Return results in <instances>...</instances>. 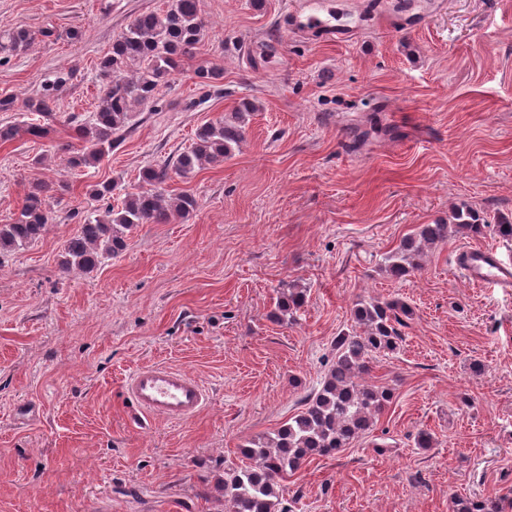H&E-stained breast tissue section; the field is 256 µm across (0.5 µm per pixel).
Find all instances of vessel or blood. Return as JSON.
I'll use <instances>...</instances> for the list:
<instances>
[{
    "label": "vessel or blood",
    "instance_id": "vessel-or-blood-1",
    "mask_svg": "<svg viewBox=\"0 0 512 512\" xmlns=\"http://www.w3.org/2000/svg\"><path fill=\"white\" fill-rule=\"evenodd\" d=\"M339 0H289L288 13L302 33L315 32L328 41H342L346 32L332 19ZM461 273L488 288H512V265L497 249L468 247L457 256ZM124 390L136 408L152 418L179 421L194 416L208 403L207 392L194 376L165 365H145L125 381Z\"/></svg>",
    "mask_w": 512,
    "mask_h": 512
}]
</instances>
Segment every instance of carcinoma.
I'll list each match as a JSON object with an SVG mask.
<instances>
[{
  "instance_id": "1",
  "label": "carcinoma",
  "mask_w": 512,
  "mask_h": 512,
  "mask_svg": "<svg viewBox=\"0 0 512 512\" xmlns=\"http://www.w3.org/2000/svg\"><path fill=\"white\" fill-rule=\"evenodd\" d=\"M204 31L200 0H167L165 8L132 20L97 64L95 80L100 89L96 110L84 118L69 117L82 147L66 159L67 165L72 169L95 167L118 148L136 109L157 103L160 88L185 60L194 56ZM35 41L31 31L0 22V60L29 50ZM223 74L224 69L216 64L196 69L203 83L217 81ZM66 81L67 77L58 76L45 83L39 96L26 101L27 111L35 115L31 121L21 126L0 125V143L13 140L21 132L38 139L46 137L48 129L37 119L53 115L55 91ZM255 110L254 103L243 100L234 111L200 126L190 148L173 160L143 167L139 184L124 191L116 204L112 198L119 189L118 181L89 184L88 195L99 207L80 217L79 229L62 251V271L77 270L88 275L119 256L139 225L187 218L196 209V199L187 192L169 193L168 182L175 175L188 179L208 165L233 157L246 139V117ZM51 191L53 187L42 181L33 184L14 218L0 224V264L6 254L37 242L53 222ZM489 227L499 237L512 239V222L499 219L491 223L463 204L453 209L449 223L419 225L383 257L382 267L390 276L404 278L421 267L425 251L446 241L450 231L481 235ZM305 298L306 289L295 283L282 284L272 316L281 322H294ZM411 315L410 306L399 299L360 300L355 304L352 319L360 331L336 337V354L320 388L279 429L253 438L242 447L246 463L224 470L218 487L224 492L225 512H281L280 481L309 458L347 448L372 430L393 393L363 381L368 359L397 350L399 326ZM454 512H512V498H459L454 502Z\"/></svg>"
}]
</instances>
